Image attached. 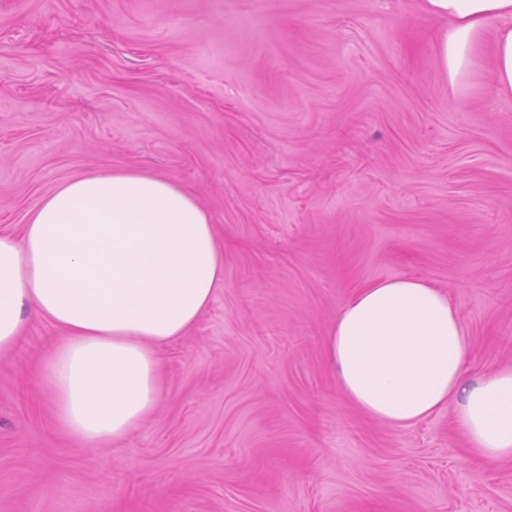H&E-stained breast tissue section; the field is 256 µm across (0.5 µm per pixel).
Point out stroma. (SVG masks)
Wrapping results in <instances>:
<instances>
[{"label": "stroma", "instance_id": "1", "mask_svg": "<svg viewBox=\"0 0 512 512\" xmlns=\"http://www.w3.org/2000/svg\"><path fill=\"white\" fill-rule=\"evenodd\" d=\"M423 0H0V231L75 176L195 195L224 282L158 356L128 437L58 433L30 320L0 356V512H512V460L451 409L379 423L325 350L358 288L419 277L467 325L475 379L512 367V101L493 32L457 86Z\"/></svg>", "mask_w": 512, "mask_h": 512}]
</instances>
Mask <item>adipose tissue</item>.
I'll use <instances>...</instances> for the list:
<instances>
[{
  "instance_id": "obj_1",
  "label": "adipose tissue",
  "mask_w": 512,
  "mask_h": 512,
  "mask_svg": "<svg viewBox=\"0 0 512 512\" xmlns=\"http://www.w3.org/2000/svg\"><path fill=\"white\" fill-rule=\"evenodd\" d=\"M448 19L437 59L450 82L478 65L495 27L493 76L512 99V0H424ZM224 280L210 213L179 185L137 169L89 173L0 233V355L25 317L61 338L42 367L56 428L88 444L137 429L161 396L160 346L184 336ZM470 335L447 292L418 278L371 282L340 310L326 356L346 399L390 426L453 407L487 463L512 460V368L468 379Z\"/></svg>"
}]
</instances>
